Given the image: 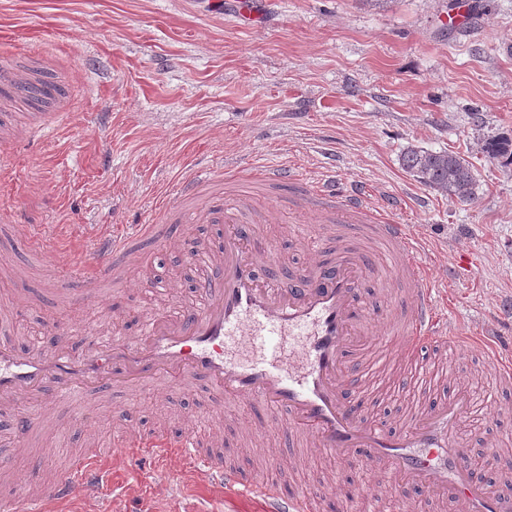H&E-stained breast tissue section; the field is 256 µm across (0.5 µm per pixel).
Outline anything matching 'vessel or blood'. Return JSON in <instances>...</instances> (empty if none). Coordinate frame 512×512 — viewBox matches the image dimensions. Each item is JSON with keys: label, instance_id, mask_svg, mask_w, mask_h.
<instances>
[{"label": "vessel or blood", "instance_id": "obj_1", "mask_svg": "<svg viewBox=\"0 0 512 512\" xmlns=\"http://www.w3.org/2000/svg\"><path fill=\"white\" fill-rule=\"evenodd\" d=\"M55 96L56 84L40 65L0 54L1 153L48 128L46 113L30 112L21 120L17 108ZM254 178L276 192L281 208L316 222L349 226L355 234L390 246L394 277L404 285L402 306L382 314L385 334L394 340L390 363L423 361L435 349L461 347L463 339L451 322L435 312L418 247L406 225L389 218L387 207L371 209L363 193L340 188L331 178L310 182L284 165L262 167ZM222 180L213 165H194L161 207L156 223L135 225L124 238H99L89 270L94 281L116 279L138 257L139 243L166 245L169 225L217 224L221 231L206 260L195 265L198 302L157 314L137 340L93 339L77 354L53 345L20 352L0 342V416L14 419L17 441L40 424L50 404L89 403L114 387L194 379L225 399L278 414L285 432L305 437L337 465L384 467L391 489H425L446 512H512V484L491 485L470 464L463 433L472 413L469 389L458 386L421 403L395 430L383 428L370 409L350 402L352 388L368 371L374 320L362 288L375 270V255L342 242L325 247L313 231L308 243L324 252V259L281 280L278 256L254 226L258 210L253 197L225 192ZM231 342L252 353V360L227 355ZM483 361L496 371L500 387L512 388V364L497 349L485 351ZM121 448L125 455L160 466L178 461L180 472L256 500L261 512H326L329 505L328 497L304 488L284 494L280 483L226 463L223 454L189 434L134 435ZM106 474L98 449H87L73 456L35 500L49 505L97 496Z\"/></svg>", "mask_w": 512, "mask_h": 512}]
</instances>
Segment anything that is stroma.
Wrapping results in <instances>:
<instances>
[{"mask_svg":"<svg viewBox=\"0 0 512 512\" xmlns=\"http://www.w3.org/2000/svg\"><path fill=\"white\" fill-rule=\"evenodd\" d=\"M462 28L442 20L449 0H252L242 22L238 0H0V27L19 28L0 53L21 61L46 56L57 79L53 118L34 141L0 154V209L30 227L11 238L0 223V322L5 338L26 349L53 326H71L72 346L114 331L134 337L150 315L194 300L186 245L206 239L210 224H182L164 248L143 255L120 280L89 288L95 312L67 295L56 267L81 287L101 236L155 219L179 176L205 160L225 177L246 181L252 166L284 164L318 179L335 176L369 204L393 203L423 250L421 260L445 309L472 336L469 356L434 358L445 381L469 376L479 411L469 428L472 452L494 454L492 481L512 475V390L492 393L480 362L483 335L506 319L512 301V165L488 158L484 142L512 135V0H467ZM458 151L481 183L471 203L442 195L408 173L409 145ZM260 235L281 257V278L315 258L296 234V220L269 204ZM378 272L363 296L371 310L388 308L402 286L392 278L387 248L369 241ZM369 355L376 373L380 420L401 423L415 404L409 375L394 376L382 343ZM166 428L216 442L247 470L275 455L292 486L353 495L359 512H396L404 499L419 512H442L428 492L394 495L382 471L333 465L316 449L288 442L275 419L239 406L197 381L171 387L123 388L101 394L84 424L52 407L25 446L0 426V478H22L23 490L44 487L70 457L113 447L122 434ZM163 471L115 466L106 492L72 500L62 512H256V502L210 482L175 481Z\"/></svg>","mask_w":512,"mask_h":512,"instance_id":"obj_1","label":"stroma"}]
</instances>
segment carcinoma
<instances>
[{
  "label": "carcinoma",
  "instance_id": "1",
  "mask_svg": "<svg viewBox=\"0 0 512 512\" xmlns=\"http://www.w3.org/2000/svg\"><path fill=\"white\" fill-rule=\"evenodd\" d=\"M483 150L490 158L512 162V139L507 136L486 140ZM402 166L426 186L461 202H470L479 195L474 166L458 153L410 146L402 157Z\"/></svg>",
  "mask_w": 512,
  "mask_h": 512
}]
</instances>
